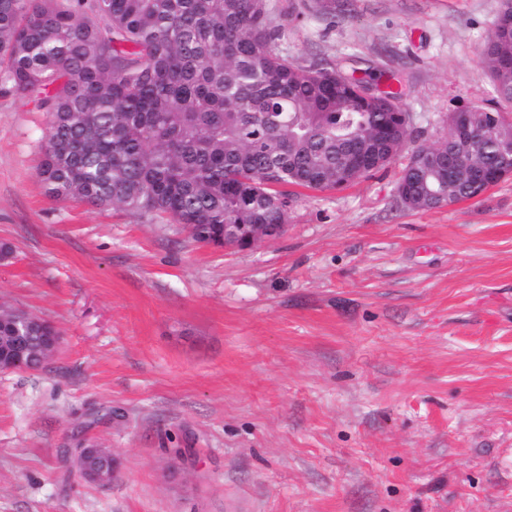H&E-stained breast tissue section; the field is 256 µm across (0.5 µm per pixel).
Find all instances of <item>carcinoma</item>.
Segmentation results:
<instances>
[{
  "instance_id": "obj_1",
  "label": "carcinoma",
  "mask_w": 512,
  "mask_h": 512,
  "mask_svg": "<svg viewBox=\"0 0 512 512\" xmlns=\"http://www.w3.org/2000/svg\"><path fill=\"white\" fill-rule=\"evenodd\" d=\"M265 0H0V87L46 112L38 176L47 196L136 216L166 215L221 238L226 224H284L272 187H347L411 142L398 93H368L328 61L283 54ZM491 107L448 121L419 144L396 184L409 210L469 200L463 156L494 179L512 175V0L479 54ZM373 159L351 170L348 149Z\"/></svg>"
}]
</instances>
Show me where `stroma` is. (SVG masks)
Listing matches in <instances>:
<instances>
[{
    "mask_svg": "<svg viewBox=\"0 0 512 512\" xmlns=\"http://www.w3.org/2000/svg\"><path fill=\"white\" fill-rule=\"evenodd\" d=\"M283 50L403 93L419 142L492 105L501 0H267ZM47 116L0 89V305L61 332L0 372V512H512V177L408 210L409 154L294 187L246 250L49 198ZM111 448L89 484L61 450ZM26 313L30 319L40 322L43 326V332H44L45 336H41L39 330H32V331L28 332V336H32L31 337V349L34 353L37 352V350L40 346V341H41V346H40L41 353L38 356L39 367H41L57 353V351L61 345L62 336H61L60 332L58 331V329L50 322L43 320L41 318H38L28 312H26ZM39 336H40V338H39Z\"/></svg>",
    "mask_w": 512,
    "mask_h": 512,
    "instance_id": "obj_1",
    "label": "stroma"
}]
</instances>
